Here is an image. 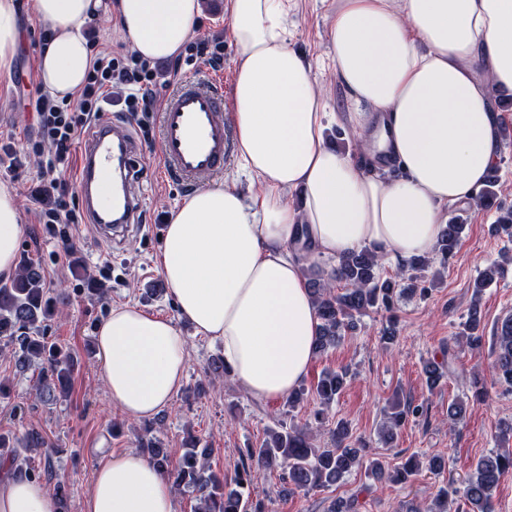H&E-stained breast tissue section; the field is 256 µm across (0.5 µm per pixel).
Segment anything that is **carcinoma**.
Masks as SVG:
<instances>
[{"label":"carcinoma","instance_id":"cac0c4a2","mask_svg":"<svg viewBox=\"0 0 512 512\" xmlns=\"http://www.w3.org/2000/svg\"><path fill=\"white\" fill-rule=\"evenodd\" d=\"M464 225H446L440 235L437 252L443 261L455 257L460 245ZM379 257L370 249L363 248L341 257L334 270V280L344 283V291L335 289L329 282H309L317 306L320 325L315 338L314 350L320 354L336 345L342 331L350 328L356 316L371 308L392 309L395 298L406 292L423 293L416 288V277L398 275L383 279L378 274ZM501 265L487 267L473 285L474 302H479L484 290L499 274ZM55 314V304L45 290L42 269L34 263H23L18 273L8 283L0 285V341L11 347L16 362L24 366L38 359L46 369L41 381V392L53 395L58 392L67 396L71 389L75 360L71 353L44 334V323ZM480 316L472 308L464 323L463 333L469 345H480ZM495 375L512 384V321L503 323L496 336ZM346 372L328 371L319 378L313 393L324 405L333 402L345 384ZM334 442L331 448H318L313 437L305 431L288 428L278 422V428L270 430L268 437L258 446L246 450L247 460L268 469H278L290 489L325 488L354 468L367 471L377 480L406 483L418 469L414 459L389 467L378 458L365 454V448L350 441L347 424L339 421L330 431ZM146 452L153 463L177 488H192L200 493L198 512H266L262 500H253L249 490L250 467L242 465V471L234 478V486L224 485V479L207 473L208 448L197 437L185 443L184 452L173 464L166 449L158 443H150ZM512 470V452L491 453L482 458L461 489L446 486L437 491L432 505L425 512H447L448 499L461 498L467 506L465 512H495L493 494L500 477Z\"/></svg>","mask_w":512,"mask_h":512}]
</instances>
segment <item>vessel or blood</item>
I'll use <instances>...</instances> for the list:
<instances>
[{"mask_svg": "<svg viewBox=\"0 0 512 512\" xmlns=\"http://www.w3.org/2000/svg\"><path fill=\"white\" fill-rule=\"evenodd\" d=\"M159 166L164 178L184 189L200 188L222 175L232 155L224 116V90L207 75L180 81L159 112ZM133 136L109 119L98 120L81 145L76 190L82 211L102 241L112 242L140 223L142 176Z\"/></svg>", "mask_w": 512, "mask_h": 512, "instance_id": "b4317fda", "label": "vessel or blood"}]
</instances>
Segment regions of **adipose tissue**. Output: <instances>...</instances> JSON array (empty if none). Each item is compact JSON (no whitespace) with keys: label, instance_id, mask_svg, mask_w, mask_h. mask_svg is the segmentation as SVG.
<instances>
[{"label":"adipose tissue","instance_id":"obj_1","mask_svg":"<svg viewBox=\"0 0 512 512\" xmlns=\"http://www.w3.org/2000/svg\"><path fill=\"white\" fill-rule=\"evenodd\" d=\"M93 0H34L50 37L43 85L73 98L95 58L83 34ZM238 50L235 150L260 189L216 184L169 216L158 262L177 317L222 348L234 381L284 399L315 358L319 319L305 270L367 247L393 267L431 256L448 207L471 204L500 147L498 96L512 91V0H338L336 80L351 103L354 151L329 145L310 64L288 44V0H230ZM123 39L145 60L172 59L201 0H115ZM20 45L14 0H0V76ZM391 157L395 174L373 165ZM298 192L301 204L288 200ZM17 198L0 187V276L17 269ZM176 319L132 305L99 323L100 378L112 405L154 416L180 388L187 342ZM0 512H58L49 487L0 472ZM82 512H175L169 479L142 453L112 454Z\"/></svg>","mask_w":512,"mask_h":512}]
</instances>
